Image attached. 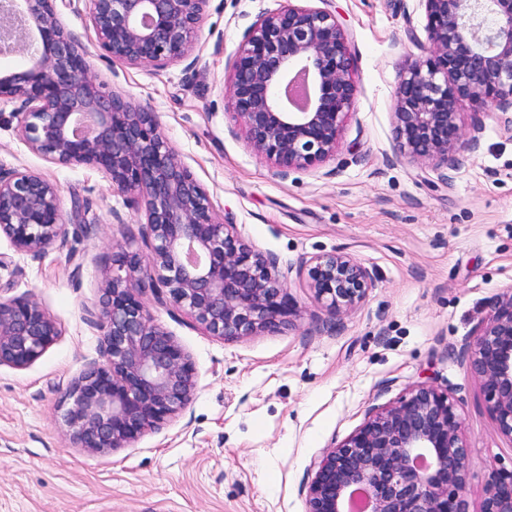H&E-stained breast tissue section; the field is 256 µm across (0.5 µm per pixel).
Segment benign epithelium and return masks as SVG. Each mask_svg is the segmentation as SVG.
<instances>
[{
    "label": "benign epithelium",
    "mask_w": 512,
    "mask_h": 512,
    "mask_svg": "<svg viewBox=\"0 0 512 512\" xmlns=\"http://www.w3.org/2000/svg\"><path fill=\"white\" fill-rule=\"evenodd\" d=\"M56 0H0V55L29 61L0 75V101L19 104L20 138L47 162L94 166L126 196L145 225L149 253L122 248L104 273L97 325L104 362L65 392L64 421L81 448L126 447L181 413L197 387L189 355L154 323L142 295L172 307L194 328L225 339L274 331L297 315L285 284L291 268L253 249L229 214L169 146L156 113L110 91L93 75L86 47L61 24ZM208 0H89L88 23L102 56L130 67L194 69L193 36ZM428 59L406 58L394 112L399 154L452 169L479 148L483 127L462 138L457 106L492 104L512 134V0H421ZM231 100L247 146L288 177L336 153L357 96L349 35L327 9L281 0L243 32ZM70 215L39 172L0 167V237L39 256ZM308 287L331 316L358 307L375 274L346 253L309 260ZM59 336L34 301L0 298V366L24 369ZM497 433L512 442V292L494 304L464 350ZM470 448L456 400L428 381L396 403L371 409L339 444L323 450L302 487L306 512H469ZM481 512H512V469L494 468Z\"/></svg>",
    "instance_id": "1"
}]
</instances>
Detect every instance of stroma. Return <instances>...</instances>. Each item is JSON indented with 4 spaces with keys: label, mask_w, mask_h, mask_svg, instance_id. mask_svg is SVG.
I'll list each match as a JSON object with an SVG mask.
<instances>
[{
    "label": "stroma",
    "mask_w": 512,
    "mask_h": 512,
    "mask_svg": "<svg viewBox=\"0 0 512 512\" xmlns=\"http://www.w3.org/2000/svg\"><path fill=\"white\" fill-rule=\"evenodd\" d=\"M278 0H209L194 36L198 64L163 70L101 57L86 26L87 0L60 6L64 26L93 56L108 89L157 112L171 147L232 213L254 249L291 267L298 315L277 331L238 340L206 336L150 303L154 321L189 355L197 390L188 407L127 447H78L62 422L65 390L102 362L95 320L102 273L116 246L145 249L144 227L95 168L62 167L32 153L5 105L0 166L44 174L61 206L84 202L41 257L0 238V296L38 302L60 335L29 367L0 366V512H306L302 486L324 448L370 409L429 381L452 392L471 449L470 512H480L491 466H512V443L495 431L463 348L512 289V136L495 107L457 108L480 147L448 175L397 151L398 64L425 40L421 0H325L350 34L358 94L335 156L288 178L234 129L229 61L244 28ZM342 252L374 269L358 308L330 317L304 263Z\"/></svg>",
    "instance_id": "stroma-1"
}]
</instances>
